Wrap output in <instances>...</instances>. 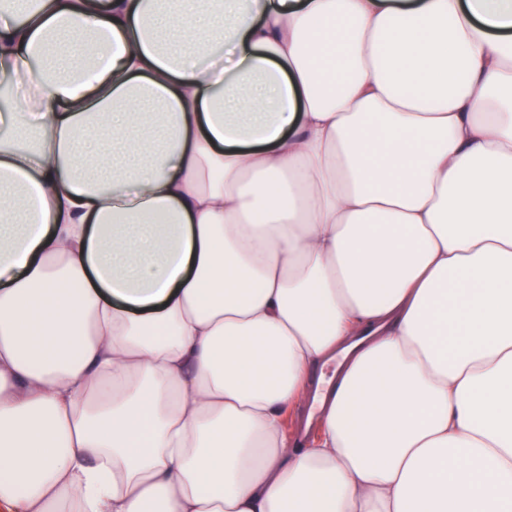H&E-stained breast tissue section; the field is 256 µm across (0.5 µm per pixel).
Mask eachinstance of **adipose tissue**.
Wrapping results in <instances>:
<instances>
[{"instance_id":"adipose-tissue-1","label":"adipose tissue","mask_w":512,"mask_h":512,"mask_svg":"<svg viewBox=\"0 0 512 512\" xmlns=\"http://www.w3.org/2000/svg\"><path fill=\"white\" fill-rule=\"evenodd\" d=\"M32 2L0 512H512V0Z\"/></svg>"}]
</instances>
